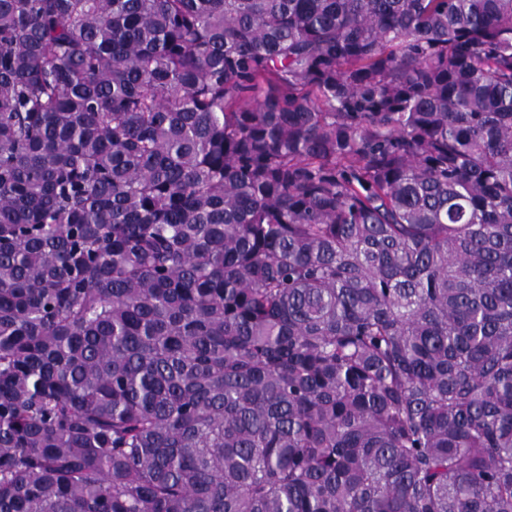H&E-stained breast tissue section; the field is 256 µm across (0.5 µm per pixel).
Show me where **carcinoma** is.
Segmentation results:
<instances>
[{
    "label": "carcinoma",
    "instance_id": "carcinoma-1",
    "mask_svg": "<svg viewBox=\"0 0 512 512\" xmlns=\"http://www.w3.org/2000/svg\"><path fill=\"white\" fill-rule=\"evenodd\" d=\"M0 512H512V0H0Z\"/></svg>",
    "mask_w": 512,
    "mask_h": 512
}]
</instances>
